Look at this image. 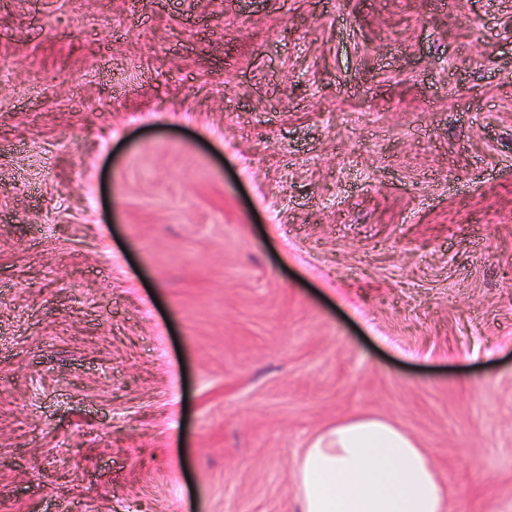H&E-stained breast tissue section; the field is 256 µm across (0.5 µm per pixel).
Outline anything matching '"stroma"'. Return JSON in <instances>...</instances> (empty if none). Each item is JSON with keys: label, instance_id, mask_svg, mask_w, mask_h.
Instances as JSON below:
<instances>
[{"label": "stroma", "instance_id": "35a3bbf8", "mask_svg": "<svg viewBox=\"0 0 512 512\" xmlns=\"http://www.w3.org/2000/svg\"><path fill=\"white\" fill-rule=\"evenodd\" d=\"M358 416L512 512V0H0V512H299Z\"/></svg>", "mask_w": 512, "mask_h": 512}]
</instances>
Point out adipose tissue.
Masks as SVG:
<instances>
[{"label": "adipose tissue", "mask_w": 512, "mask_h": 512, "mask_svg": "<svg viewBox=\"0 0 512 512\" xmlns=\"http://www.w3.org/2000/svg\"><path fill=\"white\" fill-rule=\"evenodd\" d=\"M299 512H446L426 453L383 419L357 417L320 435L294 462Z\"/></svg>", "instance_id": "ef3b65f1"}]
</instances>
